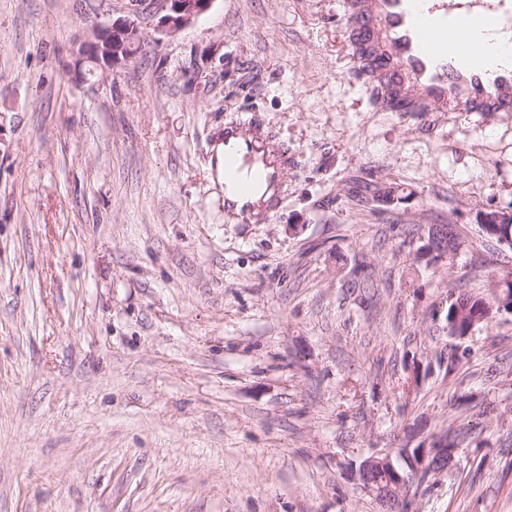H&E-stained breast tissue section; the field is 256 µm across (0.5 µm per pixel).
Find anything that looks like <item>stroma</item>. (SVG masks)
<instances>
[{
  "label": "stroma",
  "mask_w": 512,
  "mask_h": 512,
  "mask_svg": "<svg viewBox=\"0 0 512 512\" xmlns=\"http://www.w3.org/2000/svg\"><path fill=\"white\" fill-rule=\"evenodd\" d=\"M128 0H0V512H383L356 470L463 434L412 512H512V114L382 112L337 0H213L82 77ZM292 156L262 224L216 150ZM434 224L457 254L427 249ZM254 167L251 178L240 174V161ZM288 150L279 148L255 119L224 127V214L241 224L267 219L282 196ZM499 280L503 285H497V289L489 296H474L472 294H460L455 301H452L448 306V317L446 314V321L448 326V333L451 336H459L463 338L467 336L470 328L474 324L490 323L492 319L499 314H502L501 299L506 297L507 291L512 296V273L499 275ZM501 286V287H500ZM476 311L480 313L481 318L476 323L469 322L472 313Z\"/></svg>",
  "instance_id": "35a3bbf8"
}]
</instances>
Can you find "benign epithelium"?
Returning <instances> with one entry per match:
<instances>
[{"label": "benign epithelium", "mask_w": 512, "mask_h": 512, "mask_svg": "<svg viewBox=\"0 0 512 512\" xmlns=\"http://www.w3.org/2000/svg\"><path fill=\"white\" fill-rule=\"evenodd\" d=\"M135 15L160 10L161 27L177 32L190 24L211 6V0H129ZM140 41L135 21L128 17L112 19L97 27L94 40L81 45L78 54L98 65L110 67L134 58L132 49ZM450 460L442 443L433 448H421L409 456L410 470L398 469L388 454H374L362 462L358 471L359 484L385 507H395L410 497L413 476L428 472L432 480L447 471Z\"/></svg>", "instance_id": "benign-epithelium-1"}]
</instances>
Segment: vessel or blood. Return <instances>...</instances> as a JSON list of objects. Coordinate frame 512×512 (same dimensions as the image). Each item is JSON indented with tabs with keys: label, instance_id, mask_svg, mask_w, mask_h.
<instances>
[{
	"label": "vessel or blood",
	"instance_id": "obj_1",
	"mask_svg": "<svg viewBox=\"0 0 512 512\" xmlns=\"http://www.w3.org/2000/svg\"><path fill=\"white\" fill-rule=\"evenodd\" d=\"M361 87L386 111L512 113V0H340ZM288 152L255 119L224 129V211L267 219Z\"/></svg>",
	"mask_w": 512,
	"mask_h": 512
}]
</instances>
